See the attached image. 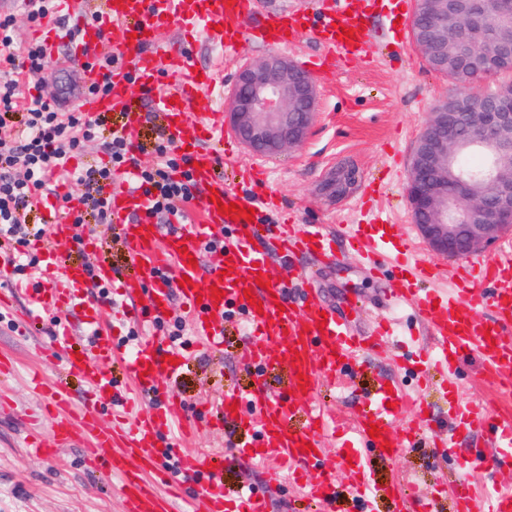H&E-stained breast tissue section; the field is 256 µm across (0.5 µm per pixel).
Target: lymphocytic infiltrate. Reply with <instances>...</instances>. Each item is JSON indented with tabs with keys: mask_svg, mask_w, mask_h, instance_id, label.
<instances>
[{
	"mask_svg": "<svg viewBox=\"0 0 512 512\" xmlns=\"http://www.w3.org/2000/svg\"><path fill=\"white\" fill-rule=\"evenodd\" d=\"M55 2L20 0L18 13L0 14V63L16 72L15 78L0 82V244L23 255L28 267L38 263L37 257L26 253L30 240L45 233L44 226L29 222L28 208L45 191L47 176L80 156L87 144H101L106 159L79 167L73 174L76 185L83 188L77 206L68 210L76 230H84L91 221L107 223L101 190L129 166L137 168L139 186L152 198L150 218L160 223H168L171 215L185 210L198 195L190 161L177 154L169 135L157 137L152 146L154 164L142 166L127 138L107 131L105 116L65 112L59 98L26 95V80L38 77L49 60L43 45L17 44L16 18L24 16L35 25L53 20Z\"/></svg>",
	"mask_w": 512,
	"mask_h": 512,
	"instance_id": "lymphocytic-infiltrate-1",
	"label": "lymphocytic infiltrate"
}]
</instances>
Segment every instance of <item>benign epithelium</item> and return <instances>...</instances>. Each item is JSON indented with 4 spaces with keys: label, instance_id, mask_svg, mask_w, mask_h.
<instances>
[{
    "label": "benign epithelium",
    "instance_id": "obj_1",
    "mask_svg": "<svg viewBox=\"0 0 512 512\" xmlns=\"http://www.w3.org/2000/svg\"><path fill=\"white\" fill-rule=\"evenodd\" d=\"M488 12L495 27L482 36L474 20ZM436 29L461 61L512 71V0H442ZM506 92L512 94L511 83L486 96L485 111L467 114V133L455 113L436 107L418 139L407 197L413 223L436 255L468 258L512 236V106ZM316 103L311 79L288 58L272 55L239 70L228 112L245 145L271 156L305 140ZM469 148L488 151L491 163L479 172L455 166L456 155Z\"/></svg>",
    "mask_w": 512,
    "mask_h": 512
}]
</instances>
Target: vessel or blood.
Here are the masks:
<instances>
[{
  "label": "vessel or blood",
  "mask_w": 512,
  "mask_h": 512,
  "mask_svg": "<svg viewBox=\"0 0 512 512\" xmlns=\"http://www.w3.org/2000/svg\"><path fill=\"white\" fill-rule=\"evenodd\" d=\"M90 0H62V25L45 30L46 44L57 49L61 30H70L75 38L70 45V59L80 65L86 83L99 82L101 75L92 61L101 53L120 56L122 67L112 71L107 91L83 97L77 104L87 115L119 113V132L136 139L148 112L159 113L165 130L179 150L187 151L192 177L201 194L195 203L191 223L176 224L164 230L153 223L147 212L151 200L134 184V169L118 173L104 190L109 221L115 224L127 249L135 275L116 280L110 264L96 268L100 282L112 283L129 305L124 316L151 326L164 319L173 297L195 312L194 334L213 350L224 346V312L243 309L254 338L244 363L256 370L269 364L279 365L291 385H304L314 392L320 381L335 379L345 370H357V353L380 345L390 336V325L379 321L366 334H357L349 319L318 295H310L305 304L288 297V285L273 270L271 255L309 256L322 263L336 262V244L323 225L299 224L289 214H280L267 232L268 252L255 247V232L268 213L278 211L274 194L258 192L247 195L226 187L217 172L220 154L229 133L224 127V110L207 112L196 109L198 97L223 89L216 74L197 67L188 51L190 45L205 41L225 55H237L244 43L275 51L288 50L301 33H308L320 52L324 65L335 68L337 62L355 56H369L373 32L368 17L378 9V0H318L315 15L306 10L274 11L257 16L255 0H99L90 9ZM177 28L180 38L161 40L160 30ZM351 29L342 38L343 29ZM167 76L172 88L156 92L160 76ZM152 90L148 109L132 107L133 87ZM242 206L235 217L220 215V205ZM38 206L48 223V239L72 238L70 222L54 212L49 202ZM254 209L246 218L245 209ZM375 234L363 225L353 227L351 242L359 247L363 263L371 274H379L384 265L383 245L390 242L395 226L383 216H375ZM229 230L231 238L225 250L215 252L209 268L191 266L190 258L200 257L201 244L211 234ZM400 262L408 271L388 299L393 305L410 304L431 328L435 347L428 358L435 369L456 373L459 361L476 357L486 382L494 386L503 403L496 411V431L502 447L512 449V251L502 250L491 261L472 260L456 268L450 288L421 295L414 288L420 278L434 275L431 262L420 258L412 247H405ZM13 263L0 260V313L13 311L16 291L11 282ZM88 275L81 265H58L48 280L30 288L31 309L19 314L15 327L24 331L40 315H54L78 307L82 323L90 328V347L67 352L63 363L85 385L81 400H73L66 387L45 377L33 376L36 391L50 394L53 421L49 440L27 436V448L38 455L51 456L58 449L78 445L84 448L89 464L99 467L103 477L117 482L123 500V512H224V471L213 466L212 458L197 452L172 453L162 439L181 418V405L170 396L166 381L177 373L176 359L181 348L156 346L151 336L133 348L115 344L112 334L101 324L110 301L89 297ZM222 298H215V291ZM254 302H247V294ZM277 349L268 356L267 346ZM120 365L124 378L136 392L154 399L150 413L120 419L102 426L103 411L114 408L126 395L112 376L113 365ZM412 404L417 421L406 433L416 439L428 425L422 401H406L397 390L379 386L366 397L364 410L354 423V431L366 448L384 457H393L401 442L393 434V419L402 414L405 404ZM250 404L256 416H243L242 424L260 446L252 453L239 446L236 458H274L283 464L314 463L315 480L305 482L309 500L322 512H335L334 474L338 463L325 455L323 439L329 426L324 413L312 409L304 428L289 424L291 408L282 398L264 387L248 393L226 392L217 403L222 417H232L233 406ZM379 428V438H372L370 428ZM175 455L177 467L187 488L171 487L166 466L168 455ZM242 512H267L266 495L252 486L238 491ZM455 512H512V490L480 491L468 482H460L455 494Z\"/></svg>",
  "instance_id": "b4317fda"
}]
</instances>
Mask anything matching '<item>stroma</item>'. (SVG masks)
I'll return each mask as SVG.
<instances>
[{"label": "stroma", "instance_id": "1", "mask_svg": "<svg viewBox=\"0 0 512 512\" xmlns=\"http://www.w3.org/2000/svg\"><path fill=\"white\" fill-rule=\"evenodd\" d=\"M67 54V46H59L39 81L45 93L57 95L66 108L73 109L81 97L83 78L79 68L67 63ZM268 55V50L251 45L235 57L203 44L192 51L195 63L215 69L228 89L242 64ZM314 83L317 118L301 145L268 157L272 172L266 189L278 197L282 209L294 213L298 223L329 225L342 254L339 263L317 270L312 288L291 289L290 299L302 304L308 291H315L338 310L347 311L356 327L363 329L376 315L387 314L386 294L398 285L402 273L393 263L385 278H371L356 246L346 239L345 227L359 222L360 207L366 204L397 224L398 238L417 240L406 191L410 159L430 113L455 87L429 67L407 32L378 40L372 60H349L336 71L315 77ZM347 175L351 183L336 189V180ZM53 330L46 319L37 323L33 334L21 336L11 319L0 320V352H12L18 359L14 375L5 381L15 408L12 414H0V512H122L117 483L106 482L95 467L86 464L82 449L63 448L53 456L37 458L23 447L22 417L51 404L50 398L30 392L31 368L66 384L73 394L82 391L80 379L60 366L66 344ZM394 330V341L366 356L361 371L339 374L334 385L317 386L308 396L292 391L277 367H269L259 376L242 365L252 336L242 312L234 311L224 319L223 350H187L179 375L168 382L171 395L182 405L183 418L199 429L188 449L217 453L250 441V434L236 423H211L210 403L213 396L231 390L244 393L259 382L271 393L288 398L291 423L297 429L305 426L306 408L313 398L350 428L363 394L383 383L420 397L432 421L429 437L433 440L454 427L451 407L464 401L495 404L496 395L480 375L475 358L462 364L460 377L452 386H442L441 374L430 366L426 355L432 338L415 311L405 307L396 313ZM324 448L344 461L364 457L379 489L370 502L371 512H397L385 492L386 486L395 482L401 483L408 504L428 512H454V486L463 479L512 487V459L501 460L490 471L464 474L458 467L462 457H499L490 421L482 431L461 436L452 457L405 445L393 458L383 459L363 451L350 431L326 437Z\"/></svg>", "mask_w": 512, "mask_h": 512}]
</instances>
